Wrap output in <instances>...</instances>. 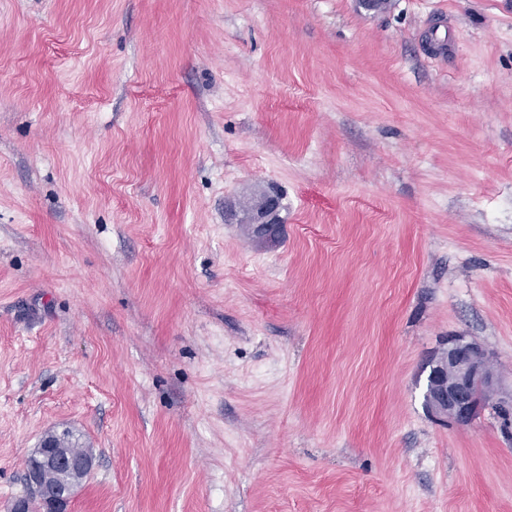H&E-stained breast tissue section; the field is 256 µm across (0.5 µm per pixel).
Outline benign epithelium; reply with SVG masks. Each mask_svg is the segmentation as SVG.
<instances>
[{
	"label": "benign epithelium",
	"mask_w": 512,
	"mask_h": 512,
	"mask_svg": "<svg viewBox=\"0 0 512 512\" xmlns=\"http://www.w3.org/2000/svg\"><path fill=\"white\" fill-rule=\"evenodd\" d=\"M279 207L278 194L262 190L243 209L241 223L248 226L251 236L274 241L280 234ZM493 390L486 350L457 336L448 340V346L431 362L425 406L435 417L465 424L483 408L482 394ZM70 436L72 432L66 429L49 432L26 463L28 490L41 500L45 512H68L78 485L95 467L94 453L71 455L58 447L61 439Z\"/></svg>",
	"instance_id": "7a95c632"
}]
</instances>
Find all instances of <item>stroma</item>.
Segmentation results:
<instances>
[{
	"label": "stroma",
	"mask_w": 512,
	"mask_h": 512,
	"mask_svg": "<svg viewBox=\"0 0 512 512\" xmlns=\"http://www.w3.org/2000/svg\"><path fill=\"white\" fill-rule=\"evenodd\" d=\"M511 396L512 0H0V512H512ZM280 201L273 190H261L256 194L243 212L239 224H247L252 237L263 241H274L280 234ZM448 346L431 362L425 393L428 413L455 422H470L483 408V396L494 390L488 371V354L477 342L463 336L448 340ZM66 429L51 431L45 435L40 448H36L30 461L26 463L25 479L28 490L41 500L46 512H67L70 499L78 485L95 467V455L91 450L80 455H71L63 448H58L62 438L74 437ZM55 477L60 480L52 481Z\"/></svg>",
	"instance_id": "obj_1"
}]
</instances>
